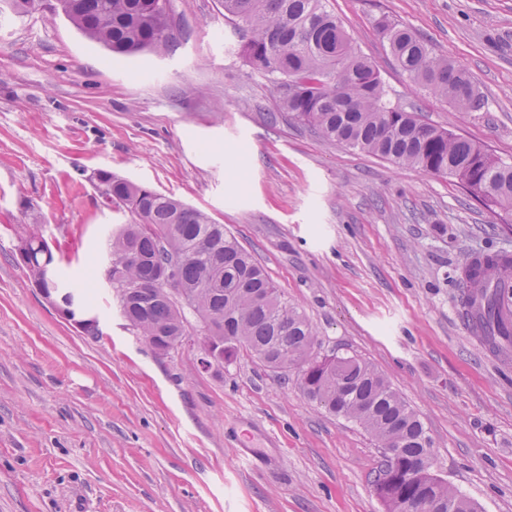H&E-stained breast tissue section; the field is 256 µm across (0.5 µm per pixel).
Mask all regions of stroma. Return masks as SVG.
Listing matches in <instances>:
<instances>
[{"label":"stroma","mask_w":512,"mask_h":512,"mask_svg":"<svg viewBox=\"0 0 512 512\" xmlns=\"http://www.w3.org/2000/svg\"><path fill=\"white\" fill-rule=\"evenodd\" d=\"M388 99L512 161V0H325ZM174 41L116 61L63 15L0 14V512H386L356 422L295 375L200 342L155 353L99 272L124 210L107 169L206 212L266 268L320 352L369 362L418 414L433 474L512 512V358L465 328L459 276L512 232L457 180L320 138L281 112L221 0H169ZM399 23L470 75L462 111L412 82L378 28ZM38 232L92 296L64 320L17 256Z\"/></svg>","instance_id":"1"}]
</instances>
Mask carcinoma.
<instances>
[{
	"instance_id": "carcinoma-1",
	"label": "carcinoma",
	"mask_w": 512,
	"mask_h": 512,
	"mask_svg": "<svg viewBox=\"0 0 512 512\" xmlns=\"http://www.w3.org/2000/svg\"><path fill=\"white\" fill-rule=\"evenodd\" d=\"M167 0H54L80 32L119 59L150 49L163 53L174 34ZM224 17L245 38L243 53L257 69L278 75L281 111L313 127L330 142L434 175L452 176L466 194L512 223V163L465 137L421 122L414 112L387 100L377 71L351 44L323 0H223ZM400 67L415 82L462 110H477L482 99L470 77L435 55L411 30L379 23ZM112 204L134 216L112 228L105 278L112 282L120 312L136 335L162 347L186 335L188 317L202 333L224 346V362L241 353L264 366L285 370L280 355L303 365L300 387L330 413L352 419L380 444L396 452L379 466L374 490L387 512H480L477 503L448 482L414 469V458L431 438L416 413L367 362L348 352L309 360L316 336L306 318L284 301L265 268L202 210L180 199L120 178L95 172ZM179 253L184 261L174 292L156 287L163 265ZM30 259L51 271L55 296L77 313L88 300L62 278L46 240L30 244ZM512 282V255L482 253L460 277L461 315L478 340L494 352L512 347V312L503 308Z\"/></svg>"
}]
</instances>
